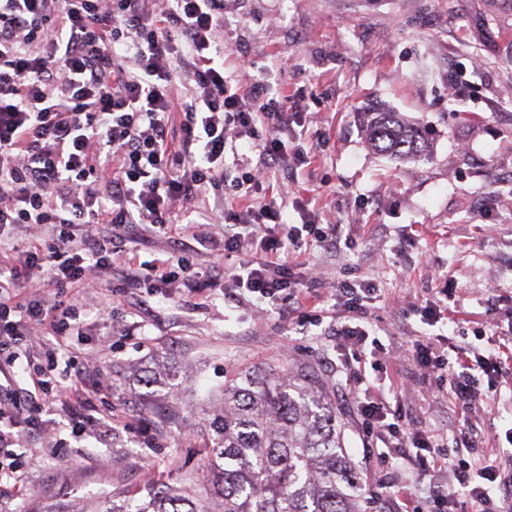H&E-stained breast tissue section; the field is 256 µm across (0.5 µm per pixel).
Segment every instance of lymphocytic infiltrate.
I'll return each instance as SVG.
<instances>
[{"label": "lymphocytic infiltrate", "instance_id": "obj_1", "mask_svg": "<svg viewBox=\"0 0 512 512\" xmlns=\"http://www.w3.org/2000/svg\"><path fill=\"white\" fill-rule=\"evenodd\" d=\"M223 23L224 0H0V238L19 224L49 234L16 263L0 265V480H12L0 483V494H20L15 449L42 438L41 416L57 401L68 404L73 436L92 425L85 414L86 368L59 366L52 353L45 367L17 379L30 359L32 330L56 337L80 320L76 299L46 297L44 288L62 292L117 280L151 296L178 284L194 294L221 291L228 303L253 298L274 310L289 305L301 323L326 325L354 369L353 398L368 433L387 449L415 448L418 480L446 468L458 482L455 491L429 486L430 512H450L461 497L475 512H512V497L494 499L499 487L512 485V475L478 454L470 420L460 421L451 440L390 420L389 401L405 390L387 394L368 381L367 370L381 369L385 347L358 316L374 280L337 283L330 296L346 314L328 323L310 303L313 268L290 279L303 239L331 246L342 227L309 219L275 234L271 228L281 224L287 201L242 194L259 168L302 165L311 155L288 150V131L301 121L300 112L289 111L288 95L263 79L229 85L224 45L216 39ZM119 43L133 68L121 63ZM180 84L190 100L177 112ZM232 141L256 147L257 158L225 169ZM228 186L240 196L216 232L195 220L196 202L206 194L223 197ZM173 232L178 254L143 261L126 249ZM255 243L258 261L220 273L195 263L217 248L238 253ZM408 353L435 373L465 415L482 404L499 407V369L512 360V339L488 355L457 345L447 353L425 340Z\"/></svg>", "mask_w": 512, "mask_h": 512}]
</instances>
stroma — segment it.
Listing matches in <instances>:
<instances>
[{
	"label": "stroma",
	"instance_id": "stroma-1",
	"mask_svg": "<svg viewBox=\"0 0 512 512\" xmlns=\"http://www.w3.org/2000/svg\"><path fill=\"white\" fill-rule=\"evenodd\" d=\"M219 38L226 77L267 78L306 112L289 148L315 147L310 164L265 169L252 194L286 182L322 223L345 225L349 246L301 250L320 274L314 293L375 278L380 296L363 319L404 349L421 336L444 349L477 330L512 336V0H224ZM379 106L422 129L425 156L403 162L366 146L358 114ZM427 303L448 306L454 324H425ZM80 306L91 414L112 432L73 437L55 405L44 417L50 440L19 450L23 495L0 497V512L139 497L157 480L212 496L202 445L214 395L235 374L285 361L312 365L332 389L365 480L414 483V458L393 469L379 456L346 395L336 339L317 327L218 293L143 300L117 281L85 289ZM381 378L405 385V422L454 437L461 413L434 373L405 358ZM472 424L485 453H512V409L473 413Z\"/></svg>",
	"mask_w": 512,
	"mask_h": 512
}]
</instances>
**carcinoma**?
<instances>
[{"instance_id":"1","label":"carcinoma","mask_w":512,"mask_h":512,"mask_svg":"<svg viewBox=\"0 0 512 512\" xmlns=\"http://www.w3.org/2000/svg\"><path fill=\"white\" fill-rule=\"evenodd\" d=\"M368 145L415 159L426 144L399 112H366ZM212 484L220 512H369L356 466L338 428L336 401L313 366L288 365L224 384L209 422ZM80 512H211L164 482L135 503L110 498Z\"/></svg>"}]
</instances>
